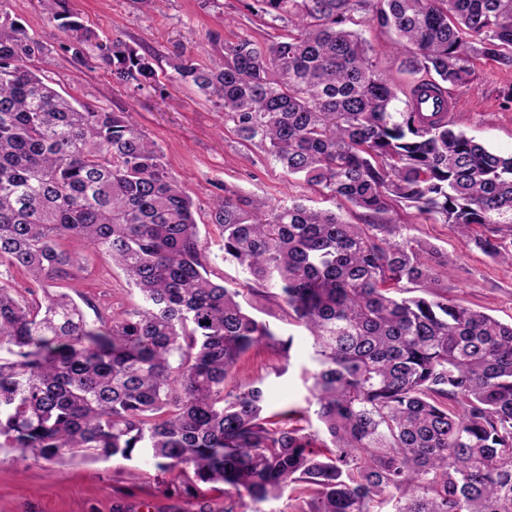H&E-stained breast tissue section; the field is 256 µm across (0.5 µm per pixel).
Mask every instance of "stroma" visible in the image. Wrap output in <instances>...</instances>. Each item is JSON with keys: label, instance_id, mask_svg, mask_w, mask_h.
I'll list each match as a JSON object with an SVG mask.
<instances>
[{"label": "stroma", "instance_id": "stroma-1", "mask_svg": "<svg viewBox=\"0 0 512 512\" xmlns=\"http://www.w3.org/2000/svg\"><path fill=\"white\" fill-rule=\"evenodd\" d=\"M250 2L154 0L146 8L140 0H67L69 9L93 27L100 39L121 37L154 58L163 88L159 94L117 83L101 65L76 66L71 54L60 49L63 34L56 21L42 11L39 0L9 2L12 14L48 47L38 66L53 87L93 107L129 112L158 145L170 174L198 207L196 220L211 252L214 280L230 288L242 283L244 276L238 267L224 263L223 238L210 219L223 187L268 207L296 198L314 208L325 205L318 189L289 183L281 167L260 146L243 143L212 102L194 85L179 80L170 66L179 52L208 63L219 60V51L207 40L211 32L230 42L244 36L267 37L271 29L266 20L252 13ZM473 68L472 81L451 90L461 106L457 123L487 146L511 151L512 100L506 93L512 88V69L485 58L476 59ZM393 219L409 225L411 237L456 258L452 276L429 283V290L447 292L461 305L512 322V264L493 261L451 226L427 223L415 210L398 208ZM80 290L117 310L141 303L138 291L127 285L122 271L105 254L85 263ZM254 306L257 317L281 337H292L293 344L287 352L266 343L254 346L239 360L229 385H259L268 413L302 411L305 433L324 439L311 394L313 350L304 340V328L289 324L275 302L258 299ZM182 481L178 473H160L136 457L97 463L77 459L20 463L9 449H0V512H114L119 504L129 512H148L152 506L161 510L171 504L165 489Z\"/></svg>", "mask_w": 512, "mask_h": 512}]
</instances>
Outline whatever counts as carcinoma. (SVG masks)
<instances>
[{
    "instance_id": "carcinoma-1",
    "label": "carcinoma",
    "mask_w": 512,
    "mask_h": 512,
    "mask_svg": "<svg viewBox=\"0 0 512 512\" xmlns=\"http://www.w3.org/2000/svg\"><path fill=\"white\" fill-rule=\"evenodd\" d=\"M0 0V448L17 460L133 454L167 473L224 486V508L301 486L296 512H512V323L406 283L449 276L455 258L404 236L393 204L451 224L493 260H512V153L494 151L448 112L485 57L512 68V0H253L285 23L263 41L224 44L211 65L172 68L263 146L284 174L363 211L349 224L294 200L263 210L224 188L211 222L244 289L215 282L197 206L156 143L125 111L65 97L39 74L47 48ZM86 65L89 46L121 84L157 89L149 57L106 42L65 0H40ZM393 31L417 76L400 87L357 28ZM79 240L134 286L142 305L88 320L76 298ZM286 308L311 338L312 396L332 449L319 454L265 415L254 385L225 390L237 359L266 340L245 294ZM214 512L190 484L175 487Z\"/></svg>"
}]
</instances>
